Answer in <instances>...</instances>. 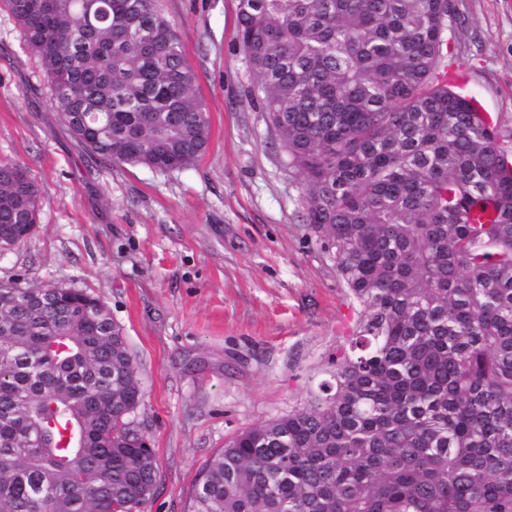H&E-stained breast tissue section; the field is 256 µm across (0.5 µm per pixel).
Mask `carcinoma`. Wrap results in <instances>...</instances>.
<instances>
[{
	"label": "carcinoma",
	"instance_id": "carcinoma-1",
	"mask_svg": "<svg viewBox=\"0 0 512 512\" xmlns=\"http://www.w3.org/2000/svg\"><path fill=\"white\" fill-rule=\"evenodd\" d=\"M75 141L184 170L210 140L157 0H7ZM455 0H239L253 96L304 223L362 307L304 407L205 465L188 512H512V128L448 82ZM0 166V248L39 221ZM1 312L0 512H141L154 452L131 434L137 362L106 305Z\"/></svg>",
	"mask_w": 512,
	"mask_h": 512
}]
</instances>
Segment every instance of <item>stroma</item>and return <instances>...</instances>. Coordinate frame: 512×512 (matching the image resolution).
I'll use <instances>...</instances> for the list:
<instances>
[{
    "instance_id": "1",
    "label": "stroma",
    "mask_w": 512,
    "mask_h": 512,
    "mask_svg": "<svg viewBox=\"0 0 512 512\" xmlns=\"http://www.w3.org/2000/svg\"><path fill=\"white\" fill-rule=\"evenodd\" d=\"M446 32L464 91L512 125V0H456ZM209 113L191 168L85 153L0 0V164L41 191L40 222L0 252V283L97 295L124 330L143 392L131 426L155 453L142 512H187L208 460L241 431L303 407L360 310L301 221L302 189L237 41L239 0H159Z\"/></svg>"
}]
</instances>
